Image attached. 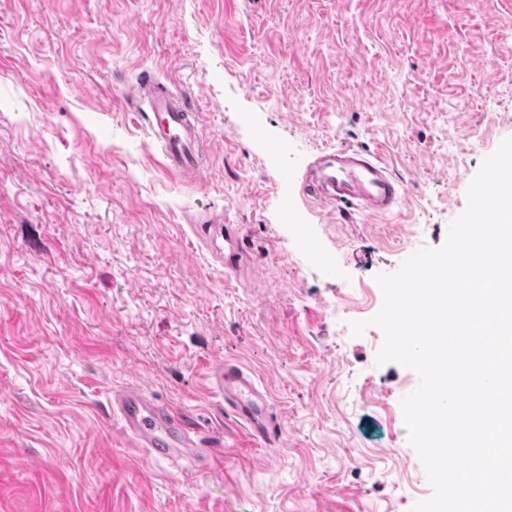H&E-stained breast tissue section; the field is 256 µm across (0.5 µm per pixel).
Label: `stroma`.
Here are the masks:
<instances>
[{
  "label": "stroma",
  "instance_id": "obj_1",
  "mask_svg": "<svg viewBox=\"0 0 512 512\" xmlns=\"http://www.w3.org/2000/svg\"><path fill=\"white\" fill-rule=\"evenodd\" d=\"M157 72L206 141L183 183L129 92ZM512 138V0H0V512H410L433 488L377 365L376 274L442 247ZM379 154L386 216L300 193L313 155ZM306 226L298 233L286 212ZM238 225L244 277L200 230ZM249 369L275 440L214 375ZM136 381L213 460H154L120 432Z\"/></svg>",
  "mask_w": 512,
  "mask_h": 512
}]
</instances>
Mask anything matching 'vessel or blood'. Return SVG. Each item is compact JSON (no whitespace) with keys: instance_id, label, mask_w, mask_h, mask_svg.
Listing matches in <instances>:
<instances>
[{"instance_id":"1","label":"vessel or blood","mask_w":512,"mask_h":512,"mask_svg":"<svg viewBox=\"0 0 512 512\" xmlns=\"http://www.w3.org/2000/svg\"><path fill=\"white\" fill-rule=\"evenodd\" d=\"M135 101L138 110L150 116V147L160 151L171 173L195 182L203 168L206 143L198 119L181 92L148 73L136 82ZM301 193L332 209L356 208L376 215L392 213L401 200V188L380 156L351 146L320 151L302 175ZM211 229L224 241L225 268H240L243 252L236 230L217 223ZM216 385L225 404L246 423L252 438L259 442L274 438L268 395L248 371L225 365L216 375ZM112 407L124 434L152 457L184 459L200 468L210 463L209 449L201 447L191 427L169 407L159 404L148 388L126 385L113 389Z\"/></svg>"}]
</instances>
